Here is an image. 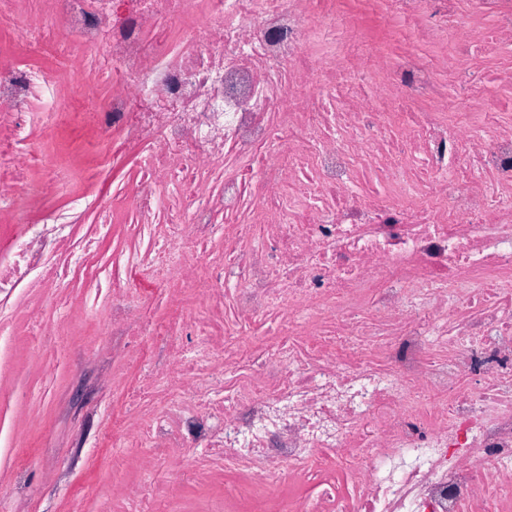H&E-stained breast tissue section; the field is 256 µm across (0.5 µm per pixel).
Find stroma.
I'll return each instance as SVG.
<instances>
[{
  "mask_svg": "<svg viewBox=\"0 0 512 512\" xmlns=\"http://www.w3.org/2000/svg\"><path fill=\"white\" fill-rule=\"evenodd\" d=\"M0 56H22L43 68L61 90L70 121L50 131L34 128L30 146L56 155L59 176L75 193L114 192L134 185L132 157L103 171L92 148L96 136L89 111L108 93L96 79L97 60L85 58L83 72L60 64L53 44L30 47L9 29H0ZM149 237L128 238L123 225L112 228L84 274L63 288L68 308L60 317L36 288L17 289L0 304V322L12 335L0 338V499L23 512H69L85 486L95 492L85 512H110L115 487L136 485L143 472L129 458L121 473L112 471V450L100 430L123 397L112 387V327L107 322L106 293L115 258L130 247L146 250ZM56 327L57 339L37 342L30 317Z\"/></svg>",
  "mask_w": 512,
  "mask_h": 512,
  "instance_id": "35a3bbf8",
  "label": "stroma"
}]
</instances>
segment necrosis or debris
Here are the masks:
<instances>
[{
	"label": "necrosis or debris",
	"instance_id": "1",
	"mask_svg": "<svg viewBox=\"0 0 512 512\" xmlns=\"http://www.w3.org/2000/svg\"><path fill=\"white\" fill-rule=\"evenodd\" d=\"M45 2L0 0V26L98 56L97 143L135 149L131 234L153 227L111 284L127 403L102 436L177 479L116 512L217 479L207 512H512V67L501 112L475 63L512 49V0H369L405 48L367 57L341 0ZM0 104V297L34 276L56 304L85 265L61 215L28 216L61 184L27 143L67 115L21 59ZM187 286L190 321L158 322Z\"/></svg>",
	"mask_w": 512,
	"mask_h": 512
}]
</instances>
